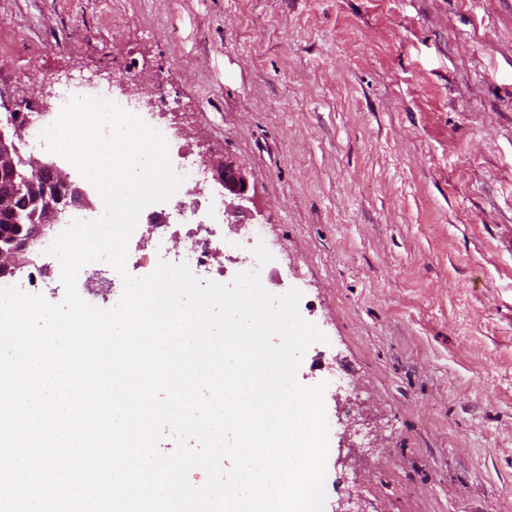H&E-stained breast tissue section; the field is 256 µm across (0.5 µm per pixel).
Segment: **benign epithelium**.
<instances>
[{
  "mask_svg": "<svg viewBox=\"0 0 512 512\" xmlns=\"http://www.w3.org/2000/svg\"><path fill=\"white\" fill-rule=\"evenodd\" d=\"M26 126L25 115L15 112L8 119L10 130L0 127V279L14 275L46 229L58 223L65 207L85 204L83 191L62 169L21 154L18 143ZM220 170L224 215L236 217L245 211L247 179L230 160Z\"/></svg>",
  "mask_w": 512,
  "mask_h": 512,
  "instance_id": "7a95c632",
  "label": "benign epithelium"
}]
</instances>
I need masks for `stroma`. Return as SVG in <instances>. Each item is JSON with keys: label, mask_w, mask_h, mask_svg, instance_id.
Here are the masks:
<instances>
[{"label": "stroma", "mask_w": 512, "mask_h": 512, "mask_svg": "<svg viewBox=\"0 0 512 512\" xmlns=\"http://www.w3.org/2000/svg\"><path fill=\"white\" fill-rule=\"evenodd\" d=\"M71 71L246 172L261 283L325 336L324 512H512V0H0V99Z\"/></svg>", "instance_id": "1"}]
</instances>
